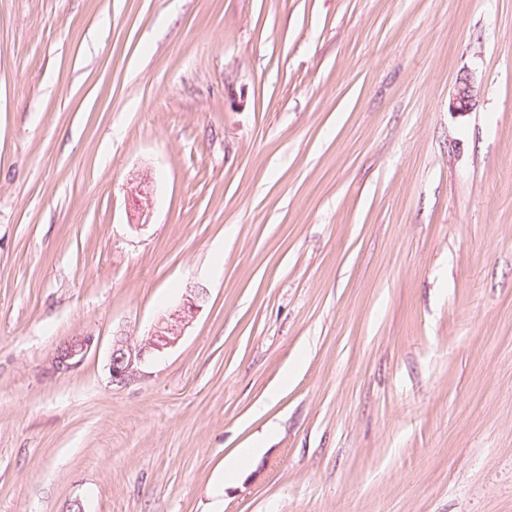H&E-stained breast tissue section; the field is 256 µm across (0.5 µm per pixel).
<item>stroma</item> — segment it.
Returning a JSON list of instances; mask_svg holds the SVG:
<instances>
[{
    "instance_id": "stroma-1",
    "label": "stroma",
    "mask_w": 512,
    "mask_h": 512,
    "mask_svg": "<svg viewBox=\"0 0 512 512\" xmlns=\"http://www.w3.org/2000/svg\"><path fill=\"white\" fill-rule=\"evenodd\" d=\"M74 500L512 512V0H0V512ZM475 98V86L470 78H460L450 98L449 108L453 112H469ZM127 197L130 205L131 225L144 226V218L149 216L154 203V183L150 173H141L127 183ZM207 296L206 288H187L182 302L160 312L138 344L122 332L115 333L108 364L112 385L126 386L150 374L146 369L178 345ZM95 336H73L57 346L50 359V369L53 373H68L78 368L91 349L96 346Z\"/></svg>"
}]
</instances>
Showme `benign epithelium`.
I'll return each mask as SVG.
<instances>
[{"instance_id": "obj_1", "label": "benign epithelium", "mask_w": 512, "mask_h": 512, "mask_svg": "<svg viewBox=\"0 0 512 512\" xmlns=\"http://www.w3.org/2000/svg\"><path fill=\"white\" fill-rule=\"evenodd\" d=\"M475 98V86L470 78L459 79L450 98L449 108L463 113L471 110ZM131 225H144L154 203V183L150 173L132 177L127 186ZM205 288H189L182 302L172 309L158 314L144 339L131 343L122 332L112 336L108 370L112 384L126 386L148 375L147 368L170 349L176 347L186 329L206 302ZM97 345L92 335L73 336L57 346L50 359L54 373H68L78 368L91 349Z\"/></svg>"}]
</instances>
